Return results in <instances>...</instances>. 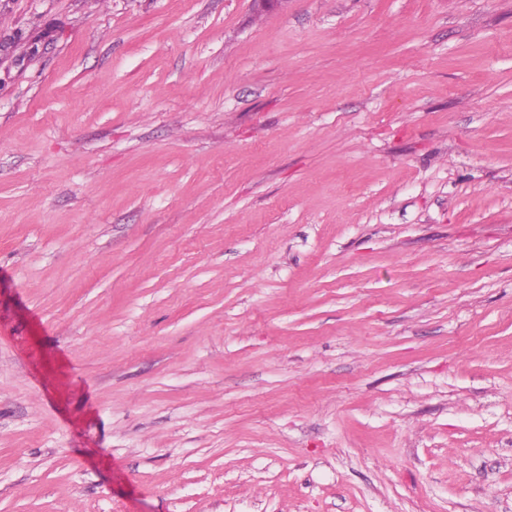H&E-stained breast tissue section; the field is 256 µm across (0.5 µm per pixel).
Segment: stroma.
Here are the masks:
<instances>
[{"mask_svg":"<svg viewBox=\"0 0 512 512\" xmlns=\"http://www.w3.org/2000/svg\"><path fill=\"white\" fill-rule=\"evenodd\" d=\"M0 512H512V0H0Z\"/></svg>","mask_w":512,"mask_h":512,"instance_id":"stroma-1","label":"stroma"}]
</instances>
